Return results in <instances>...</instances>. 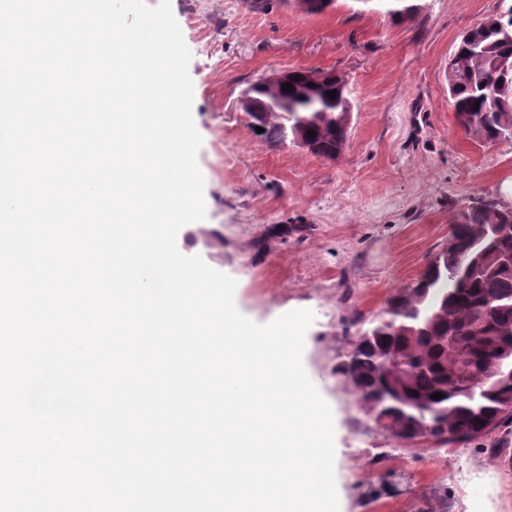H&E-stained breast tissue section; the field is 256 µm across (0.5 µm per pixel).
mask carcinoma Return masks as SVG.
Instances as JSON below:
<instances>
[{
  "label": "carcinoma",
  "mask_w": 512,
  "mask_h": 512,
  "mask_svg": "<svg viewBox=\"0 0 512 512\" xmlns=\"http://www.w3.org/2000/svg\"><path fill=\"white\" fill-rule=\"evenodd\" d=\"M416 10L385 0L394 20ZM295 75L290 92L280 84L247 87L250 127L278 145L299 135L315 146L312 154L334 160L348 134L346 85L338 79L308 91V72ZM445 78L467 133L488 143L512 139V6L464 35ZM331 90L334 99L326 96ZM507 254L512 210L493 199L471 202L418 280L391 295L361 332L340 372L397 439L451 445L512 423V267L499 264ZM435 392L443 397L432 398Z\"/></svg>",
  "instance_id": "carcinoma-1"
}]
</instances>
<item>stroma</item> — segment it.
<instances>
[{
    "label": "stroma",
    "instance_id": "1",
    "mask_svg": "<svg viewBox=\"0 0 512 512\" xmlns=\"http://www.w3.org/2000/svg\"><path fill=\"white\" fill-rule=\"evenodd\" d=\"M398 21L380 0H171L192 59L204 220L177 247L237 281L238 310L265 325L308 309L303 364L331 407L339 512H512V427L443 446L379 428L338 368L363 319L379 314L483 197L511 208L512 143L458 123L445 69L462 35L512 0H413ZM333 70L351 101L334 161L255 136L239 98L275 70ZM285 233H277V226Z\"/></svg>",
    "mask_w": 512,
    "mask_h": 512
}]
</instances>
